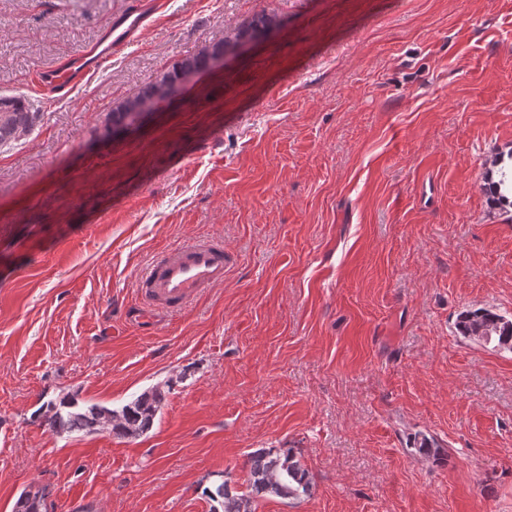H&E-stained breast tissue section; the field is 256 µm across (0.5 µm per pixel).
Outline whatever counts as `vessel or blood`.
<instances>
[{"mask_svg":"<svg viewBox=\"0 0 512 512\" xmlns=\"http://www.w3.org/2000/svg\"><path fill=\"white\" fill-rule=\"evenodd\" d=\"M139 10L132 9L118 16L108 30V43L96 56L79 53L44 70L43 86L56 94L69 92L87 77L97 74L111 60L113 52L124 48L141 27ZM229 257L219 238L160 252L140 278L139 310L169 311L183 309L209 287L223 283Z\"/></svg>","mask_w":512,"mask_h":512,"instance_id":"b4317fda","label":"vessel or blood"}]
</instances>
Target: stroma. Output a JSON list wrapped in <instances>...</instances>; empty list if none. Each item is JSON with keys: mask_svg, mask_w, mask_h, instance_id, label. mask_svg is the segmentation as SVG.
Listing matches in <instances>:
<instances>
[{"mask_svg": "<svg viewBox=\"0 0 512 512\" xmlns=\"http://www.w3.org/2000/svg\"><path fill=\"white\" fill-rule=\"evenodd\" d=\"M140 4L146 28L64 97L37 77ZM275 26L133 132L112 105L260 13ZM40 120L0 144V512H213L261 448L312 482L255 512H512V0H0V97ZM220 237L221 285L135 313L160 251ZM172 388L124 439L35 422ZM435 439L443 459L415 442ZM460 333L472 341L512 349V318L490 310L470 311L460 317ZM14 512H48L47 497L42 491H23L14 505Z\"/></svg>", "mask_w": 512, "mask_h": 512, "instance_id": "35a3bbf8", "label": "stroma"}]
</instances>
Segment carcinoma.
<instances>
[{
	"mask_svg": "<svg viewBox=\"0 0 512 512\" xmlns=\"http://www.w3.org/2000/svg\"><path fill=\"white\" fill-rule=\"evenodd\" d=\"M275 23V17L262 14L242 24L230 36L203 47L160 72L137 95L127 98L109 111L106 135L115 136L142 121L157 106L171 98L194 76L210 71L218 54H228L244 41L255 37ZM39 114L18 97L0 98V143L15 140L30 132ZM500 179L491 183L497 199L508 202L512 191V170L499 169ZM460 333L472 341L512 349V318L490 310L470 311L460 317ZM164 386L157 385L119 409L79 402L72 395L51 399L38 410L37 419L56 433L107 432L123 438L146 433L154 425L165 401ZM246 484L248 491H231L227 481L205 489V495L219 503L222 512H255L254 499L260 495L298 499L310 492V482L290 448L259 450L250 455ZM14 512H47V497L41 491H24L14 505Z\"/></svg>",
	"mask_w": 512,
	"mask_h": 512,
	"instance_id": "carcinoma-1",
	"label": "carcinoma"
}]
</instances>
